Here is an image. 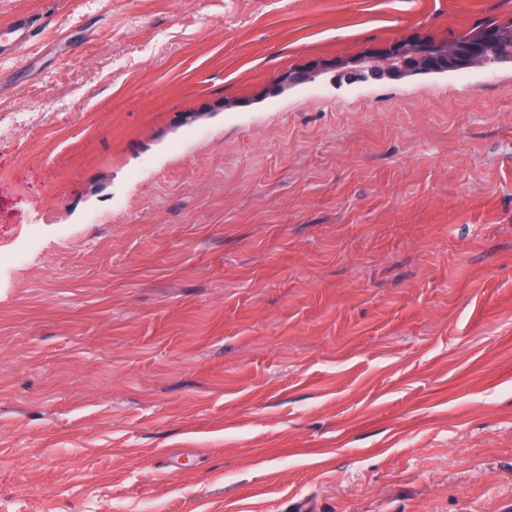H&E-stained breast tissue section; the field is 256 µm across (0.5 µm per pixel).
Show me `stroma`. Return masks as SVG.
I'll use <instances>...</instances> for the list:
<instances>
[{"label": "stroma", "instance_id": "35a3bbf8", "mask_svg": "<svg viewBox=\"0 0 512 512\" xmlns=\"http://www.w3.org/2000/svg\"><path fill=\"white\" fill-rule=\"evenodd\" d=\"M18 12L0 512H512V63L329 67L512 0ZM36 36L37 26L34 17L17 14L8 28L6 41H0V57L9 59L11 56L27 49Z\"/></svg>", "mask_w": 512, "mask_h": 512}]
</instances>
